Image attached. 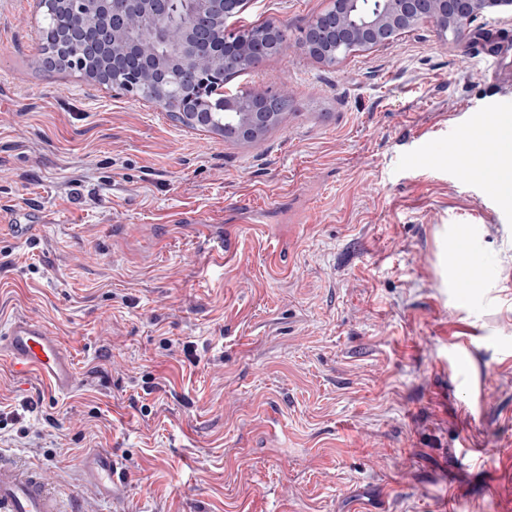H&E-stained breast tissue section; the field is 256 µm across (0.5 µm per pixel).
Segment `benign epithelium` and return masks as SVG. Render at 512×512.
Returning a JSON list of instances; mask_svg holds the SVG:
<instances>
[{"instance_id":"1","label":"benign epithelium","mask_w":512,"mask_h":512,"mask_svg":"<svg viewBox=\"0 0 512 512\" xmlns=\"http://www.w3.org/2000/svg\"><path fill=\"white\" fill-rule=\"evenodd\" d=\"M380 2L381 10L357 18L350 11V0H331L330 7L303 28L296 41L311 52L331 44L336 48V59L340 60L344 54L388 48L400 35L420 24L433 23L444 29L450 24L470 25L497 7L512 6V0ZM188 3L181 42L164 60L153 52L152 46L172 39L167 25L172 0H92L91 11L72 13L67 27L60 33L59 47L44 54L42 67L47 71L61 69L65 61L63 51L77 46L89 58L142 71L158 87L157 104L162 105L168 95L171 68H183L182 83L192 81L194 64L216 58L215 20L220 18L229 23L242 12L245 0H188ZM266 27L269 37L254 41L245 49L229 39L224 40V56L243 51L250 59L260 61L282 51L280 43L291 40L288 26L269 22ZM286 106V94L260 93L243 119L224 121V138L245 143L257 141ZM211 119L210 113L176 114L178 122L194 128L209 127Z\"/></svg>"}]
</instances>
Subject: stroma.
<instances>
[{"label": "stroma", "mask_w": 512, "mask_h": 512, "mask_svg": "<svg viewBox=\"0 0 512 512\" xmlns=\"http://www.w3.org/2000/svg\"><path fill=\"white\" fill-rule=\"evenodd\" d=\"M329 5L235 23L294 35ZM41 18L0 0V211L38 227L0 236V323H45L83 382L60 398L0 361V453L82 512H112L93 448L124 512H512V205L466 151L512 113L480 52L512 47V9L330 66L292 44L231 82L291 95L256 144L44 70ZM445 224L481 225L487 287L441 288ZM82 478L96 486L112 503L120 504L126 497L124 479L121 472L118 473L111 449L89 450L82 461Z\"/></svg>", "instance_id": "1"}]
</instances>
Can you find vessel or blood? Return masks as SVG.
I'll return each instance as SVG.
<instances>
[{
	"label": "vessel or blood",
	"instance_id": "obj_1",
	"mask_svg": "<svg viewBox=\"0 0 512 512\" xmlns=\"http://www.w3.org/2000/svg\"><path fill=\"white\" fill-rule=\"evenodd\" d=\"M468 283L488 279L486 261L463 255L458 260ZM0 357L13 372L38 373L53 389L65 395L81 382L66 347L41 321L19 315L0 330ZM82 478L112 502L126 497L124 479L108 448L89 450L82 461ZM0 512H66L65 498L44 471L0 454Z\"/></svg>",
	"mask_w": 512,
	"mask_h": 512
}]
</instances>
